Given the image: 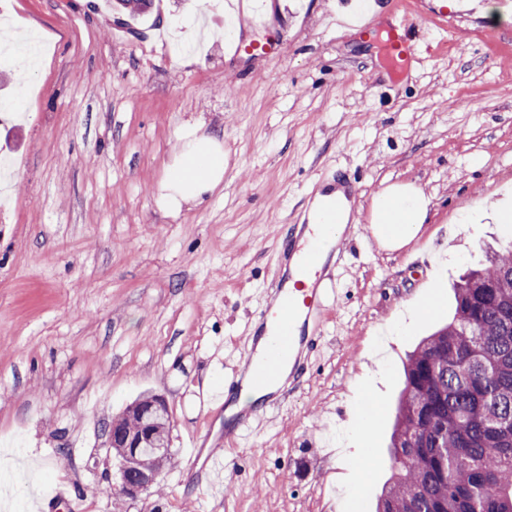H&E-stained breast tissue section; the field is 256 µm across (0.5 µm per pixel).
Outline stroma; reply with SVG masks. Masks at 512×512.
<instances>
[{
  "instance_id": "35a3bbf8",
  "label": "stroma",
  "mask_w": 512,
  "mask_h": 512,
  "mask_svg": "<svg viewBox=\"0 0 512 512\" xmlns=\"http://www.w3.org/2000/svg\"><path fill=\"white\" fill-rule=\"evenodd\" d=\"M485 2L456 0L395 71L389 0H264L276 48L238 59L248 18L222 0H153L128 24L106 0H0L36 52L0 56V512H39L59 483L82 512H373L409 354L512 242V0L494 19ZM359 8L370 34L342 19ZM191 126L223 143L224 180L173 214L156 193ZM343 169L353 218L307 369L225 439L277 238ZM406 185L426 217L382 249L373 198ZM145 393L168 402L172 458L130 500L103 424ZM195 446L224 448L221 486L201 488Z\"/></svg>"
}]
</instances>
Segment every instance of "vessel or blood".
Listing matches in <instances>:
<instances>
[{
  "label": "vessel or blood",
  "mask_w": 512,
  "mask_h": 512,
  "mask_svg": "<svg viewBox=\"0 0 512 512\" xmlns=\"http://www.w3.org/2000/svg\"><path fill=\"white\" fill-rule=\"evenodd\" d=\"M432 19V13L422 9L396 18L388 33L390 53L403 63H411L418 53L411 32L423 29ZM328 230L324 223L289 229L285 248L294 256V266L277 271L266 306L254 316V335L263 339L264 346L246 356L236 380L226 389L230 397L245 390L257 393L277 386L282 372L296 373L304 349L314 344L306 323L320 313L329 290L321 279Z\"/></svg>",
  "instance_id": "1"
}]
</instances>
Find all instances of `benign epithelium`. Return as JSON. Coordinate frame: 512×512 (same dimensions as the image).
<instances>
[{
    "mask_svg": "<svg viewBox=\"0 0 512 512\" xmlns=\"http://www.w3.org/2000/svg\"><path fill=\"white\" fill-rule=\"evenodd\" d=\"M142 415L143 430L139 433H129L112 429L106 433L108 447L122 448L125 451L124 460L120 464L118 485L119 493L128 498H135L148 490L157 479L153 471L136 467L138 457L149 449L160 450L162 446L156 440L154 426L159 419L170 418L169 405L161 395L154 396L145 406H135Z\"/></svg>",
    "mask_w": 512,
    "mask_h": 512,
    "instance_id": "obj_1",
    "label": "benign epithelium"
}]
</instances>
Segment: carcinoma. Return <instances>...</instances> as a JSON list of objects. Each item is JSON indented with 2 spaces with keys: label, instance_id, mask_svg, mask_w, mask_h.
<instances>
[{
  "label": "carcinoma",
  "instance_id": "obj_1",
  "mask_svg": "<svg viewBox=\"0 0 512 512\" xmlns=\"http://www.w3.org/2000/svg\"><path fill=\"white\" fill-rule=\"evenodd\" d=\"M151 0H115L130 17ZM404 369L375 512H512V246L454 288Z\"/></svg>",
  "mask_w": 512,
  "mask_h": 512
}]
</instances>
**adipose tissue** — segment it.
Wrapping results in <instances>:
<instances>
[{
    "label": "adipose tissue",
    "mask_w": 512,
    "mask_h": 512,
    "mask_svg": "<svg viewBox=\"0 0 512 512\" xmlns=\"http://www.w3.org/2000/svg\"><path fill=\"white\" fill-rule=\"evenodd\" d=\"M224 179V148L214 138L188 130L184 150L168 165L156 203L177 213L203 203ZM424 194L408 186L382 191L374 202L371 233L380 247L397 250L413 240L426 215Z\"/></svg>",
    "instance_id": "ef3b65f1"
}]
</instances>
